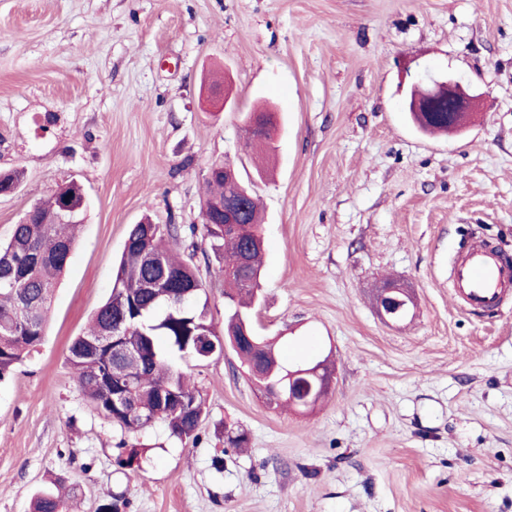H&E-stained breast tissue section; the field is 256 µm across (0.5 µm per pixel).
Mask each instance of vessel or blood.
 Here are the masks:
<instances>
[{"mask_svg": "<svg viewBox=\"0 0 512 512\" xmlns=\"http://www.w3.org/2000/svg\"><path fill=\"white\" fill-rule=\"evenodd\" d=\"M448 285L462 310L494 311L512 295V261L487 242L473 241L452 261Z\"/></svg>", "mask_w": 512, "mask_h": 512, "instance_id": "obj_1", "label": "vessel or blood"}]
</instances>
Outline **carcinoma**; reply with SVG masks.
Masks as SVG:
<instances>
[{"label": "carcinoma", "mask_w": 512, "mask_h": 512, "mask_svg": "<svg viewBox=\"0 0 512 512\" xmlns=\"http://www.w3.org/2000/svg\"><path fill=\"white\" fill-rule=\"evenodd\" d=\"M246 131L252 145L273 150V133L258 135L249 125ZM213 167L202 202L210 223L202 224V234L224 276V298L231 309L224 336L237 343L250 380L267 395L272 386L282 385L284 365L267 357L275 353L274 346L254 334L247 313L261 286L264 238L258 202L230 167L220 162ZM226 195L245 206L236 232L224 230L216 218L214 201ZM83 214L82 196L71 188L56 191L34 203L25 213L27 221L0 242V380L45 341L54 288L75 245L70 229ZM183 234L178 224L162 226L148 217L132 225L111 296L96 310L88 332L68 349L75 381L96 410L129 432L161 422L179 440L196 436L205 402L174 356H196L197 338L205 332L218 345L226 341L215 332L204 288L196 287L195 268L179 257ZM190 288L193 299H183ZM114 336L134 356L117 357L112 346L102 345ZM129 383L128 404L112 403L113 391ZM64 487L72 497L81 493L80 486L67 487L60 479L35 495L32 512H65Z\"/></svg>", "instance_id": "obj_1"}]
</instances>
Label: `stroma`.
Wrapping results in <instances>:
<instances>
[{"mask_svg": "<svg viewBox=\"0 0 512 512\" xmlns=\"http://www.w3.org/2000/svg\"><path fill=\"white\" fill-rule=\"evenodd\" d=\"M461 78L483 113L425 136L406 68ZM226 80L234 108L206 99ZM276 113L258 161L243 118ZM258 196V335L284 361L328 358L309 412L265 403L233 350L180 360L206 415L195 437L132 434L90 406L68 347L110 296L128 229L201 224L212 163ZM0 241L65 183L87 209L47 336L0 380V512L60 477L69 512H512V300L462 311L448 260L472 237L512 256V0H0ZM181 250L216 330L224 278L202 235ZM414 305L381 318L377 288ZM247 432V448L228 432ZM142 446L137 480L120 443Z\"/></svg>", "mask_w": 512, "mask_h": 512, "instance_id": "1", "label": "stroma"}]
</instances>
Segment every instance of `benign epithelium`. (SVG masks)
<instances>
[{"mask_svg":"<svg viewBox=\"0 0 512 512\" xmlns=\"http://www.w3.org/2000/svg\"><path fill=\"white\" fill-rule=\"evenodd\" d=\"M480 110V98L471 94L461 81L448 73H435L427 68L415 73L403 102V111L421 113L425 124L437 121L439 112L448 113L451 133L462 132ZM223 212L224 229H236L243 213L240 201H224ZM376 305L385 320L397 321L410 310L413 300L406 289L385 283L377 290ZM286 380L288 400L304 408L316 404L331 386V376L323 372L320 363L290 369Z\"/></svg>","mask_w":512,"mask_h":512,"instance_id":"obj_1","label":"benign epithelium"}]
</instances>
